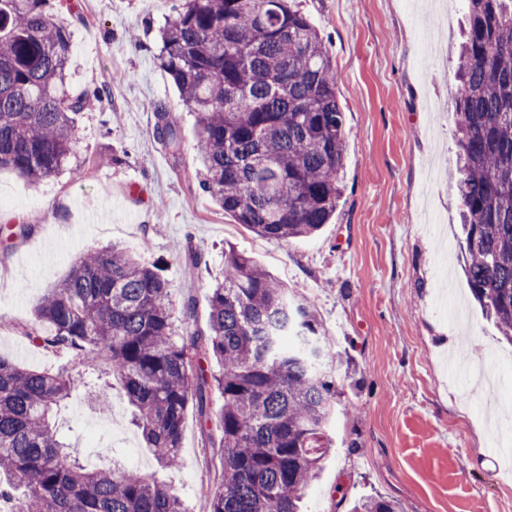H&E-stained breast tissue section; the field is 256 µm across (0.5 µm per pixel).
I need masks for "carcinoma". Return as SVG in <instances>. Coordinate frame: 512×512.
Instances as JSON below:
<instances>
[{"label": "carcinoma", "mask_w": 512, "mask_h": 512, "mask_svg": "<svg viewBox=\"0 0 512 512\" xmlns=\"http://www.w3.org/2000/svg\"><path fill=\"white\" fill-rule=\"evenodd\" d=\"M458 58V194L475 300L512 343V0H466ZM48 0H0V170L33 182L68 163L76 117L67 91L70 25ZM160 56L195 114L204 190L239 224L269 240L307 237L342 196L345 115L329 52L289 0H185L161 31ZM154 134L171 155L181 139L158 108ZM174 290L135 253L80 255L39 300L33 340L66 349L83 370L37 371L0 357V512H185L153 476L104 464L88 469L62 440L55 413L70 395L117 384L146 447L180 462L183 417L217 419L223 480L207 512H302L334 440L340 392L313 299L251 256L224 251V281L209 295V333L175 324ZM213 358L218 373L202 361ZM222 404L210 406L212 392ZM351 512H401L368 498Z\"/></svg>", "instance_id": "cac0c4a2"}]
</instances>
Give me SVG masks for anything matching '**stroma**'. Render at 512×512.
Instances as JSON below:
<instances>
[{"mask_svg": "<svg viewBox=\"0 0 512 512\" xmlns=\"http://www.w3.org/2000/svg\"><path fill=\"white\" fill-rule=\"evenodd\" d=\"M69 2L48 10L72 28L70 93L107 94L80 115L62 173L33 184L0 171V227H32L0 248V357L73 367L68 353L29 339L32 309L75 258L112 245L159 264L177 301L193 303L189 330L207 332L210 290L232 245L313 298L332 339L337 445L306 512H349L374 496L403 512H512V461L492 438L512 434V416H490L491 400L512 406V344L470 292L454 174L461 0H297L336 70L344 196L317 234L286 241L236 223L200 185L195 118L158 61L160 30L184 0ZM161 106L181 133L176 157L154 136ZM110 397L109 414L77 392L58 415L84 465L121 460L170 484L187 512H206L205 493L222 478L214 425L188 407L180 464L164 469L124 392Z\"/></svg>", "mask_w": 512, "mask_h": 512, "instance_id": "obj_1", "label": "stroma"}]
</instances>
